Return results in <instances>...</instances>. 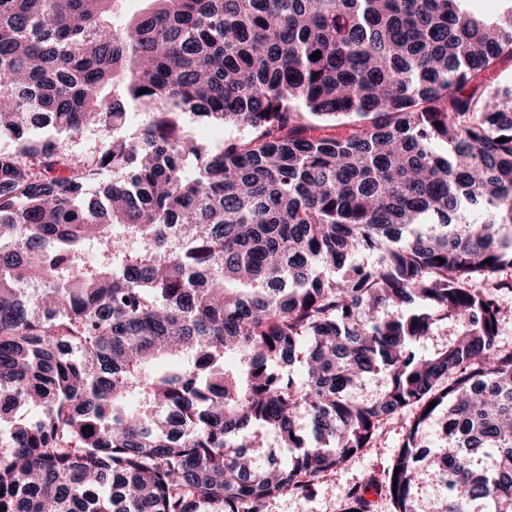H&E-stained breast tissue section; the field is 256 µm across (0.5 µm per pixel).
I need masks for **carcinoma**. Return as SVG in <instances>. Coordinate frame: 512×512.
<instances>
[{
  "label": "carcinoma",
  "instance_id": "obj_1",
  "mask_svg": "<svg viewBox=\"0 0 512 512\" xmlns=\"http://www.w3.org/2000/svg\"><path fill=\"white\" fill-rule=\"evenodd\" d=\"M118 2L0 0V512H267L406 409L394 512H512V7ZM106 138H112V130H104L95 125L88 126L82 135L76 138H62L59 148L65 153L93 154Z\"/></svg>",
  "mask_w": 512,
  "mask_h": 512
}]
</instances>
